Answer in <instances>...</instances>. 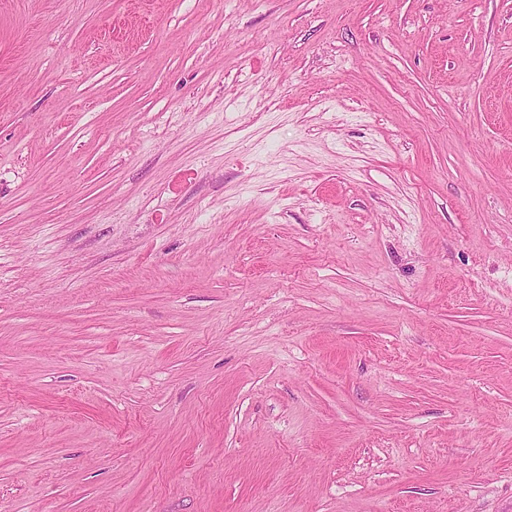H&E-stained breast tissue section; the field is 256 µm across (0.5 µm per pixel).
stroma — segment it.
<instances>
[{
    "mask_svg": "<svg viewBox=\"0 0 512 512\" xmlns=\"http://www.w3.org/2000/svg\"><path fill=\"white\" fill-rule=\"evenodd\" d=\"M0 512H512V0H0Z\"/></svg>",
    "mask_w": 512,
    "mask_h": 512,
    "instance_id": "obj_1",
    "label": "stroma"
}]
</instances>
